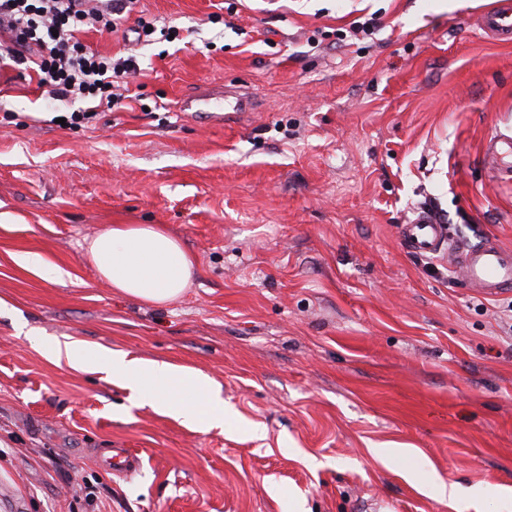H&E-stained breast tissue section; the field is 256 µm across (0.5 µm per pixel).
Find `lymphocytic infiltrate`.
Segmentation results:
<instances>
[{"label":"lymphocytic infiltrate","instance_id":"1","mask_svg":"<svg viewBox=\"0 0 512 512\" xmlns=\"http://www.w3.org/2000/svg\"><path fill=\"white\" fill-rule=\"evenodd\" d=\"M133 0H0V64L33 63L40 83L58 97L116 106V85L136 74L135 59H113L88 49L89 30L114 33Z\"/></svg>","mask_w":512,"mask_h":512}]
</instances>
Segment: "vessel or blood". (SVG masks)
<instances>
[{
	"instance_id": "1",
	"label": "vessel or blood",
	"mask_w": 512,
	"mask_h": 512,
	"mask_svg": "<svg viewBox=\"0 0 512 512\" xmlns=\"http://www.w3.org/2000/svg\"><path fill=\"white\" fill-rule=\"evenodd\" d=\"M476 25L484 35L501 44L512 43V0H497L477 18ZM404 246L416 254L440 253L447 242V227L425 216L400 227ZM457 277L476 294L494 298L512 288V251L501 245L482 241L455 251L450 259ZM102 467L124 475L132 474L141 466L140 457L131 449L115 448L100 457Z\"/></svg>"
}]
</instances>
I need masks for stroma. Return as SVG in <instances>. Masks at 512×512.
<instances>
[{
	"label": "stroma",
	"mask_w": 512,
	"mask_h": 512,
	"mask_svg": "<svg viewBox=\"0 0 512 512\" xmlns=\"http://www.w3.org/2000/svg\"><path fill=\"white\" fill-rule=\"evenodd\" d=\"M492 2L139 0L176 40L82 36L136 57L119 109L0 68V512H512V292L399 237L433 200L449 248L512 249V179L485 160L512 136V45L476 27ZM218 88L237 124L181 111ZM114 224L167 227L190 287L112 289L87 247ZM38 338L201 370L224 426L132 404ZM16 262L31 270L42 269L50 279L57 282H62L69 276V273L59 266L45 265L43 259L37 254H20L16 257ZM100 452L103 456H97L100 465L113 473L130 475L140 469L141 458L129 448H112L108 455Z\"/></svg>",
	"instance_id": "35a3bbf8"
}]
</instances>
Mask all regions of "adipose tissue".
<instances>
[{"instance_id": "obj_1", "label": "adipose tissue", "mask_w": 512, "mask_h": 512, "mask_svg": "<svg viewBox=\"0 0 512 512\" xmlns=\"http://www.w3.org/2000/svg\"><path fill=\"white\" fill-rule=\"evenodd\" d=\"M87 253L112 288L154 305L180 297L196 266L180 241L154 224L112 225L89 243ZM37 347L46 358L66 359L75 370L106 374L129 391L134 404L205 431L224 425L221 389L202 371L105 348L86 349L74 342L42 340Z\"/></svg>"}]
</instances>
